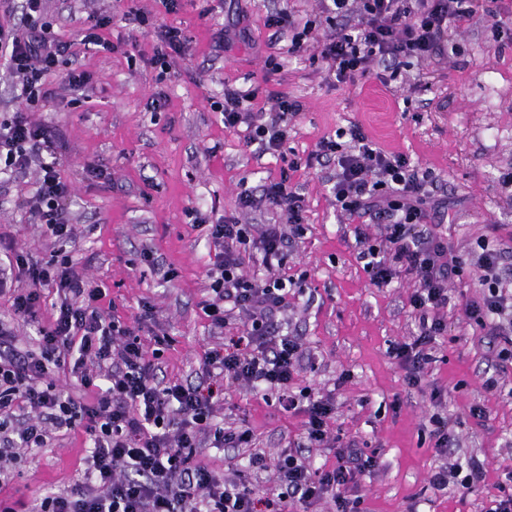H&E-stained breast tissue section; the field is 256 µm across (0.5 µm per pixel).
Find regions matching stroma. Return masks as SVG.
<instances>
[{"label":"stroma","mask_w":512,"mask_h":512,"mask_svg":"<svg viewBox=\"0 0 512 512\" xmlns=\"http://www.w3.org/2000/svg\"><path fill=\"white\" fill-rule=\"evenodd\" d=\"M287 10L297 24L318 13L317 0H180L166 10L162 0H48L46 19L60 40L86 28L90 16L111 22L103 36L111 50L73 47L64 68L91 76L87 96L60 90L57 73L44 78L56 97L32 112L52 133L62 160L61 174L72 185L69 218L74 242L61 243L33 224L24 201L35 173L0 182V267L7 246L35 259L66 255L97 285L107 315L141 324L147 349H160L158 378L193 382L205 356L239 335L242 322L211 327L201 303L211 291V225L235 218L242 224H282L273 210L240 208L241 192L287 174L305 199V224L290 249L285 271L298 286L288 295L284 329L299 337L304 355L296 389L333 393L332 436L375 456L376 467L358 482L361 512H486L491 500L512 492V364L498 362L492 337L460 311L478 295L472 267L450 285L447 329L418 387L390 354L409 340L418 321L408 303L410 278L384 288L369 283L357 257L356 220L336 210L327 178L329 165L285 172L286 161L303 160L320 138L360 124L387 151L402 152L427 171L448 200L442 226L456 255L468 258L477 239L503 247L512 269V188L502 183L512 171V25L476 14L453 35L454 54L435 77L418 65L382 85L374 75L336 86L325 65L311 55H280V67H264L274 53L270 13ZM154 15L160 25L181 28L192 38L170 74L149 64L158 42L131 13ZM257 88L255 108L271 106L266 93L287 92L303 105L282 157L254 158L236 133L225 130L219 104L225 86ZM166 106L154 112L153 96ZM103 166L104 177L86 168ZM199 210L203 223L189 212ZM499 387L489 391L487 378ZM484 411L482 420L471 407ZM218 414L225 422L245 421L250 446H202L200 459L215 474L232 476L250 454L265 453L268 467L252 477L255 497L278 484L274 467L281 451L301 446L313 467H332L334 450L305 442L302 418L247 389L226 395ZM455 420V442L439 451L430 436L433 415ZM85 436L81 430L54 433L47 447L22 453L4 494L29 512L46 493L69 488L84 477ZM478 463L480 481L465 485L449 477L444 490L430 483L441 466Z\"/></svg>","instance_id":"1"}]
</instances>
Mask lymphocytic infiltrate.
<instances>
[{
  "instance_id": "lymphocytic-infiltrate-1",
  "label": "lymphocytic infiltrate",
  "mask_w": 512,
  "mask_h": 512,
  "mask_svg": "<svg viewBox=\"0 0 512 512\" xmlns=\"http://www.w3.org/2000/svg\"><path fill=\"white\" fill-rule=\"evenodd\" d=\"M46 0H25V18L0 23V49L12 84L29 108L51 92L43 77L58 70L69 43L52 35L42 17ZM484 0H319L327 21L344 20L340 32L312 40L311 28L296 29L284 12L270 14L266 25L287 52L298 56L315 50L327 64L326 79L345 84L382 64V84L397 79L401 65L413 59L425 64L445 58L451 36L462 22L482 8ZM256 91L224 88V127L243 134L245 146L259 154L280 152L292 119L302 104L285 92L270 93L272 107L255 111ZM336 168L332 194L336 209L351 218L381 225L374 240L356 230L359 257L372 286L383 288L405 275L415 283L409 304L418 319L412 339L394 346L392 355L415 386L446 329L443 312L450 303L448 285L463 266L447 234L433 223L440 200L431 191L429 175L419 174L407 155L387 152L368 138L359 124L322 137L311 154ZM60 159L47 130L28 111L0 120V176L13 178L38 167L35 191L26 206L38 224L60 241H73L67 219L72 197L60 174ZM282 211L286 224L255 227L228 218L211 227L214 254L206 271L212 299L203 309L215 327L228 313L243 321L237 339L207 353L197 383H162L158 367L138 335L105 315L93 286L70 257L41 263L16 253L15 265L27 282L14 289L15 317L35 324V346L19 350L16 336L0 322V477L20 450L44 447L54 431L82 428L90 446L84 459V482L66 492H52L36 501L32 512H288L331 494L336 512H358V500L346 492L357 475L375 466L374 457L337 446L336 464L328 470L311 467L293 452L277 458L279 491L257 503L241 476L224 478L199 463L203 441L213 447L248 443L247 425L224 426L216 405L224 389L275 390L288 412L302 415L310 443L328 440L333 413L331 396L291 391L303 353L298 337L283 334L277 320L287 308L293 280L284 271L292 240L304 222V199L287 177L264 182L260 195L244 192L239 205L257 202ZM261 254L262 274L245 271L249 250ZM469 264L478 273L479 298L466 303L465 316L498 343L500 363H512V274L502 264L500 249L478 241ZM55 287L58 301L49 320L41 318L40 288ZM69 369L82 396L63 393L55 379Z\"/></svg>"
}]
</instances>
